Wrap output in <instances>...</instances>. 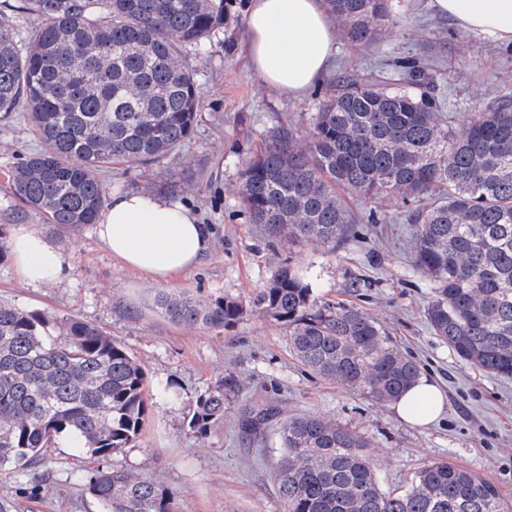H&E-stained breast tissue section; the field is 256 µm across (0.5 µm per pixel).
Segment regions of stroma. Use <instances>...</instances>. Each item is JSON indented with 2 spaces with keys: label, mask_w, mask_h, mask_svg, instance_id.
<instances>
[{
  "label": "stroma",
  "mask_w": 512,
  "mask_h": 512,
  "mask_svg": "<svg viewBox=\"0 0 512 512\" xmlns=\"http://www.w3.org/2000/svg\"><path fill=\"white\" fill-rule=\"evenodd\" d=\"M249 0H224V22L208 41L206 53L186 52L200 86L198 123L193 137L161 163L141 167L118 164L101 179L107 191L153 192L175 175L187 183L175 199L192 206L212 225L213 244L199 266L166 282L130 271L112 258L94 225L69 230L29 212L8 192L10 168L38 151L40 143L25 112L0 119V224H28L50 240L69 266L61 281L39 287L17 275L11 259L0 262V301L54 318L75 316L117 337L144 368L148 383H173L179 401L152 400L141 436L102 461L77 454L66 441L49 449L33 475L18 480L0 471V499L13 512H99L97 503L69 487L74 470L108 464L145 472L176 495L177 512H284L274 469L275 437L257 441L242 431L245 405L265 402L285 415H321L369 438L366 455L383 488L405 486L427 463L447 459L495 482L512 502V378L487 374L460 359L435 336L425 319L432 293L412 266L413 230L396 201L370 205L350 198L353 212L377 210L381 223L364 224L359 239L333 253L307 245L269 246L240 205L244 162L272 126L298 124L309 137L310 118L331 82L362 78L398 58H416L438 77L445 110L465 120L475 107L512 99V45L463 30L436 12L430 0H391L401 25L383 31L370 46L336 37V52L321 82L294 100L267 85L253 70L247 49ZM312 273L316 295L344 299L348 274L371 282L356 305L391 334L419 363L421 377L445 397L443 413L425 426L403 422L392 404H378L303 367L290 353L284 327L267 317L254 300L286 258ZM208 298L233 297L246 314L219 330L170 321L155 304L158 293ZM224 377L238 390L224 403V420L206 436L186 423L192 399ZM48 481L47 492L29 486Z\"/></svg>",
  "instance_id": "35a3bbf8"
}]
</instances>
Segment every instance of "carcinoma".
<instances>
[{
  "mask_svg": "<svg viewBox=\"0 0 512 512\" xmlns=\"http://www.w3.org/2000/svg\"><path fill=\"white\" fill-rule=\"evenodd\" d=\"M350 41L373 44L399 25L390 0H325ZM34 18L20 37L16 20ZM223 20L216 0H0V117L27 106L42 148L9 172L11 194L48 223H96L106 199L99 175L115 161L158 163L197 125L195 74ZM404 86L370 73L336 82L311 118L309 139L272 127L247 158L241 204L271 243L329 252L357 236L346 197L401 202L415 226L412 263L432 290L426 319L462 360L512 376V100L473 113L456 131L437 82L416 61L395 60ZM254 304L288 330L299 362L377 403L417 383V362L362 309L314 295L308 271L286 261ZM171 321L224 329L245 313L235 298L160 293ZM231 378L196 396L188 428L224 418ZM146 374L125 345L78 317L52 318L0 302V470L24 474L47 449L108 458L142 432ZM265 404L241 427L277 425L275 479L285 512H512L498 487L450 461H433L400 493L382 489L369 439L320 416L278 418ZM100 512H176V496L147 474L74 471Z\"/></svg>",
  "mask_w": 512,
  "mask_h": 512,
  "instance_id": "obj_1",
  "label": "carcinoma"
}]
</instances>
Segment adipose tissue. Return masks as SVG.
<instances>
[{"label":"adipose tissue","instance_id":"adipose-tissue-1","mask_svg":"<svg viewBox=\"0 0 512 512\" xmlns=\"http://www.w3.org/2000/svg\"><path fill=\"white\" fill-rule=\"evenodd\" d=\"M433 6L462 29L512 44V0H433ZM246 25L251 64L266 84L299 99L320 83L336 50V28L324 0H250ZM97 234L124 267L162 282L196 267L212 245L211 227L159 192H113L100 212ZM8 249L16 272L31 285L69 272L54 246L30 225L12 228ZM443 406L441 390L423 380L394 403L404 421L418 426L437 420Z\"/></svg>","mask_w":512,"mask_h":512}]
</instances>
